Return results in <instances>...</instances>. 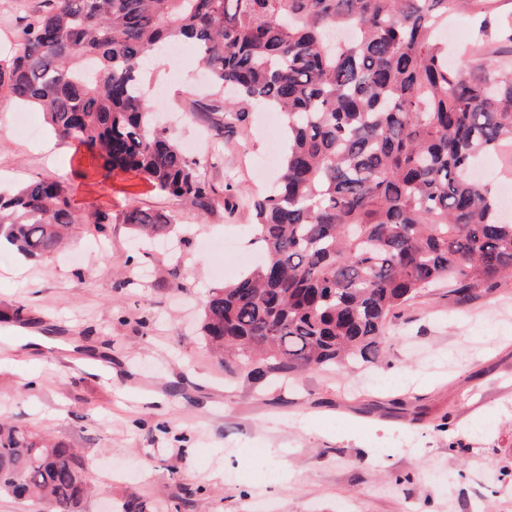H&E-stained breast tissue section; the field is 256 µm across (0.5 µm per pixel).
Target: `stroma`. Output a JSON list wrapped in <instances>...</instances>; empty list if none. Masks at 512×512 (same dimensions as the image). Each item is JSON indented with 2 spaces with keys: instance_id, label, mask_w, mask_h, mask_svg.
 Listing matches in <instances>:
<instances>
[{
  "instance_id": "stroma-1",
  "label": "stroma",
  "mask_w": 512,
  "mask_h": 512,
  "mask_svg": "<svg viewBox=\"0 0 512 512\" xmlns=\"http://www.w3.org/2000/svg\"><path fill=\"white\" fill-rule=\"evenodd\" d=\"M42 7L0 0L1 50ZM454 22L462 58L480 61L497 29H512V0ZM148 79L168 86L167 124L198 144L216 189L232 183L238 206L203 220L134 174L82 179L69 144L58 143L56 165L41 150L51 134L41 111L33 138L0 113V185L60 177L78 211L170 212L184 238L173 253L123 224H80L50 258L0 251V314L112 355L108 373L49 355L0 359V421L78 448L100 490L83 512L129 496L153 512L176 501L180 512H512V282L460 306L447 283L430 288L398 310L381 363L364 371L275 382L223 366L197 336L200 312L258 259L248 201L276 178L267 152L284 128L255 110L217 132L197 109L215 94L190 47Z\"/></svg>"
}]
</instances>
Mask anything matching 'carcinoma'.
<instances>
[{"label":"carcinoma","mask_w":512,"mask_h":512,"mask_svg":"<svg viewBox=\"0 0 512 512\" xmlns=\"http://www.w3.org/2000/svg\"><path fill=\"white\" fill-rule=\"evenodd\" d=\"M0 55V95L43 109L82 147L86 178L133 173L200 217L217 193L204 161L161 125L143 90L144 61L192 44L213 83L234 95L200 111L241 120L282 112L288 149L274 190L251 201L263 260L211 290L200 336L257 376L376 361L390 318L440 281L465 304L512 281V224L476 158L512 144V66L492 52L448 67V17L478 0H46ZM81 215L60 179L0 190V237L46 259ZM143 238L174 218L132 209ZM93 493L76 450L0 423V494L81 512Z\"/></svg>","instance_id":"1"}]
</instances>
